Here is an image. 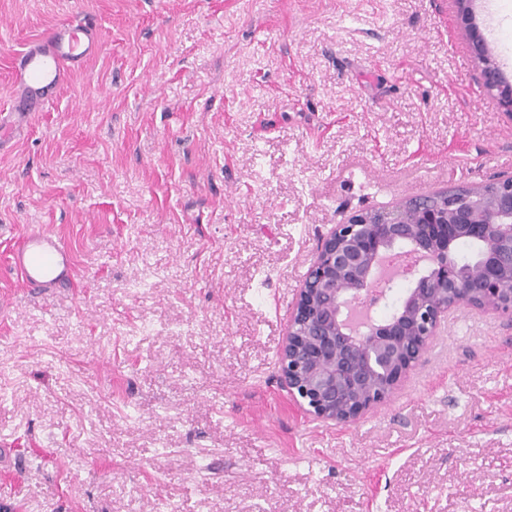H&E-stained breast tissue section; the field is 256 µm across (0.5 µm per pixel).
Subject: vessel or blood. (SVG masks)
Here are the masks:
<instances>
[{"mask_svg": "<svg viewBox=\"0 0 512 512\" xmlns=\"http://www.w3.org/2000/svg\"><path fill=\"white\" fill-rule=\"evenodd\" d=\"M101 50L95 22L65 18L15 54L11 61V103L0 113V151L27 132L33 113L53 103L71 76ZM12 264L25 288L37 294L70 286L73 280V254L60 237L51 233L26 235L12 255Z\"/></svg>", "mask_w": 512, "mask_h": 512, "instance_id": "vessel-or-blood-1", "label": "vessel or blood"}]
</instances>
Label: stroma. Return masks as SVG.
I'll use <instances>...</instances> for the list:
<instances>
[{
    "label": "stroma",
    "mask_w": 512,
    "mask_h": 512,
    "mask_svg": "<svg viewBox=\"0 0 512 512\" xmlns=\"http://www.w3.org/2000/svg\"><path fill=\"white\" fill-rule=\"evenodd\" d=\"M79 13L102 52L0 152V512H512V320L449 311L346 424L276 364L334 225L512 176L453 0H0V109ZM34 229L72 287L23 288Z\"/></svg>",
    "instance_id": "obj_1"
}]
</instances>
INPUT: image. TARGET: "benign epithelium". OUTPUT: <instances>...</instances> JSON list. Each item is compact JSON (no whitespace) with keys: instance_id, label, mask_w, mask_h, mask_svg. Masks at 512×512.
<instances>
[{"instance_id":"obj_1","label":"benign epithelium","mask_w":512,"mask_h":512,"mask_svg":"<svg viewBox=\"0 0 512 512\" xmlns=\"http://www.w3.org/2000/svg\"><path fill=\"white\" fill-rule=\"evenodd\" d=\"M488 91L512 112V84L475 23L476 0H454ZM492 202L462 205L461 186L371 210L337 224L319 240L299 288L278 359L284 388L313 416L347 423L390 397L403 372L422 358L448 312L459 306L512 319V178L495 183ZM481 245L469 263L454 252L457 235ZM395 250L417 254L428 269L416 279L402 312L354 323L365 302L379 303L383 264Z\"/></svg>"}]
</instances>
